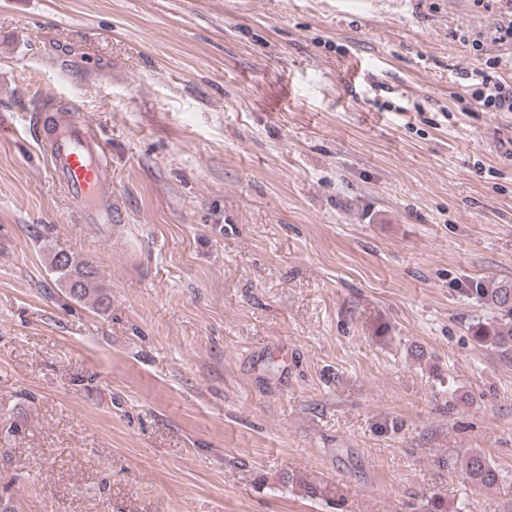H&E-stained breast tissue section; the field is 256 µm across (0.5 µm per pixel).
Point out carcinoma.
Listing matches in <instances>:
<instances>
[{
    "instance_id": "1",
    "label": "carcinoma",
    "mask_w": 512,
    "mask_h": 512,
    "mask_svg": "<svg viewBox=\"0 0 512 512\" xmlns=\"http://www.w3.org/2000/svg\"><path fill=\"white\" fill-rule=\"evenodd\" d=\"M51 271L57 275L69 300L88 305L105 312L111 301L105 288L92 282L95 271L74 261L68 254L57 251L49 255ZM484 305L493 310L494 321L481 323L474 328L473 336L479 346L502 354H512V281H499L490 286L476 289ZM466 478L484 487H493L500 482L498 467L482 453H474L465 464ZM279 484L283 488L291 487L303 491L313 498L327 493L326 488L294 472L284 471L279 475Z\"/></svg>"
}]
</instances>
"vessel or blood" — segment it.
<instances>
[{"instance_id": "b4317fda", "label": "vessel or blood", "mask_w": 512, "mask_h": 512, "mask_svg": "<svg viewBox=\"0 0 512 512\" xmlns=\"http://www.w3.org/2000/svg\"><path fill=\"white\" fill-rule=\"evenodd\" d=\"M32 131L52 178L75 206V221L94 227L112 223V180L99 131L71 110L35 114Z\"/></svg>"}]
</instances>
